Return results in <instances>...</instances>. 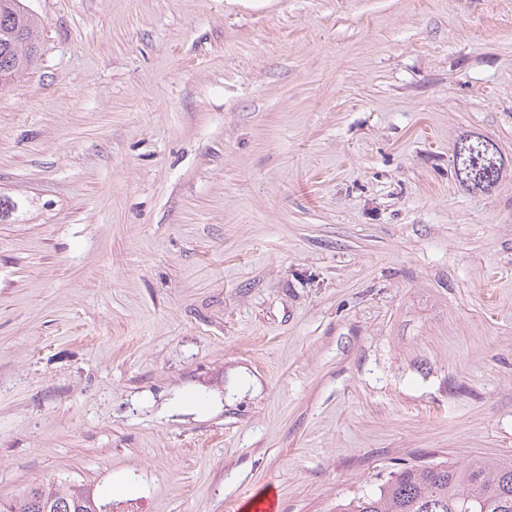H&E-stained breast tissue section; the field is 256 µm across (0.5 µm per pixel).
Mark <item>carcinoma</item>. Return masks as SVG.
I'll list each match as a JSON object with an SVG mask.
<instances>
[{"label":"carcinoma","instance_id":"carcinoma-1","mask_svg":"<svg viewBox=\"0 0 512 512\" xmlns=\"http://www.w3.org/2000/svg\"><path fill=\"white\" fill-rule=\"evenodd\" d=\"M38 29L25 0H0V89L35 64ZM453 168L471 189L487 190L501 179L504 159L490 140L470 135L454 145ZM28 205L0 195V223L21 220ZM18 504L21 512H102L90 492L53 483L0 499V512H15ZM336 512H512V462L477 458L465 464L405 466L374 491L338 501Z\"/></svg>","mask_w":512,"mask_h":512}]
</instances>
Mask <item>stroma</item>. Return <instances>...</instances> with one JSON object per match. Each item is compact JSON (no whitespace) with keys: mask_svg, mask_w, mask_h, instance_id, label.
Returning <instances> with one entry per match:
<instances>
[{"mask_svg":"<svg viewBox=\"0 0 512 512\" xmlns=\"http://www.w3.org/2000/svg\"><path fill=\"white\" fill-rule=\"evenodd\" d=\"M0 90V497L336 512L512 460V0H27ZM208 404L183 405L186 392ZM25 0H0V89L26 73L38 56V19ZM504 159L496 146L481 136H466L453 147V168L462 183L487 190L502 177ZM31 203L13 196L0 195V223L14 224L15 221H23L21 216Z\"/></svg>","mask_w":512,"mask_h":512,"instance_id":"obj_1","label":"stroma"}]
</instances>
